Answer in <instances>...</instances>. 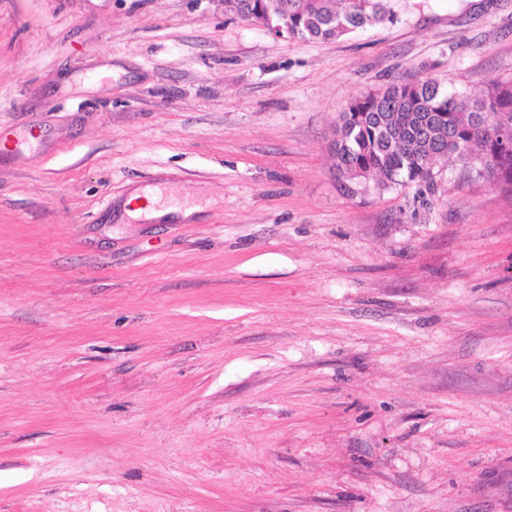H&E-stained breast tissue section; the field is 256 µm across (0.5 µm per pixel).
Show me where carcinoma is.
<instances>
[{"label":"carcinoma","mask_w":512,"mask_h":512,"mask_svg":"<svg viewBox=\"0 0 512 512\" xmlns=\"http://www.w3.org/2000/svg\"><path fill=\"white\" fill-rule=\"evenodd\" d=\"M291 40L328 42L372 23L397 20L398 0H282ZM262 0H233L225 12L252 21ZM336 171L350 183L435 192L434 163L472 159L512 195V82L461 97L434 79L389 86L352 100L336 126Z\"/></svg>","instance_id":"cac0c4a2"}]
</instances>
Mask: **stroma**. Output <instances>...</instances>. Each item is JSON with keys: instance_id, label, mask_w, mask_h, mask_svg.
<instances>
[{"instance_id": "stroma-1", "label": "stroma", "mask_w": 512, "mask_h": 512, "mask_svg": "<svg viewBox=\"0 0 512 512\" xmlns=\"http://www.w3.org/2000/svg\"><path fill=\"white\" fill-rule=\"evenodd\" d=\"M398 10L0 0V512H512V197L332 154L365 93L512 79V0ZM284 32L291 40L328 42L372 23L397 20L398 0H281ZM159 194L153 189L133 192L126 201V213L134 218L145 217L147 219H160L169 213H181L187 218L198 210L197 207H189L184 210L176 207L158 208L160 206Z\"/></svg>"}]
</instances>
